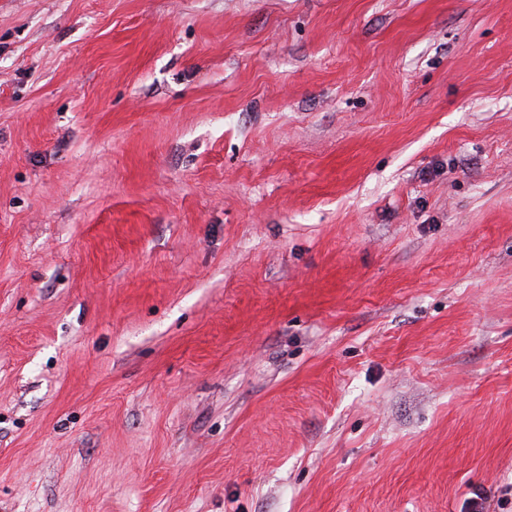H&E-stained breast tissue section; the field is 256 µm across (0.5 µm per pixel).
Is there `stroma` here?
Returning a JSON list of instances; mask_svg holds the SVG:
<instances>
[{
    "label": "stroma",
    "mask_w": 512,
    "mask_h": 512,
    "mask_svg": "<svg viewBox=\"0 0 512 512\" xmlns=\"http://www.w3.org/2000/svg\"><path fill=\"white\" fill-rule=\"evenodd\" d=\"M512 512V0H0V512Z\"/></svg>",
    "instance_id": "35a3bbf8"
}]
</instances>
